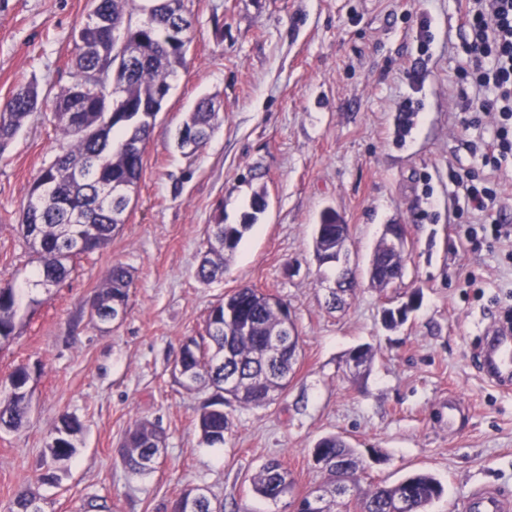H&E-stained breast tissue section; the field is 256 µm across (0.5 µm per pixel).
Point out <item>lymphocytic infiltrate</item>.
I'll return each instance as SVG.
<instances>
[{
    "label": "lymphocytic infiltrate",
    "instance_id": "1",
    "mask_svg": "<svg viewBox=\"0 0 512 512\" xmlns=\"http://www.w3.org/2000/svg\"><path fill=\"white\" fill-rule=\"evenodd\" d=\"M468 38L464 51L470 66L463 73L466 83L484 89L485 97L462 98L461 130L478 124L481 116L494 120V134L482 143L481 153L488 176H461L471 211L486 214L498 202L494 178L503 162L512 159V0H468Z\"/></svg>",
    "mask_w": 512,
    "mask_h": 512
}]
</instances>
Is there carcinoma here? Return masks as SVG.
Here are the masks:
<instances>
[{"mask_svg": "<svg viewBox=\"0 0 512 512\" xmlns=\"http://www.w3.org/2000/svg\"><path fill=\"white\" fill-rule=\"evenodd\" d=\"M96 6L81 24L74 39L75 80L54 99V118L69 146L43 168L33 182L23 207L18 231L32 249L38 284L49 289L65 279L72 263L83 255L107 248L130 203L144 168V149L133 153L128 141L146 144L153 120L167 99L170 80L186 63L192 42V22L177 15L185 10L184 0H95ZM144 16L132 24V12ZM127 27V45L119 53L112 41V29ZM43 99L33 82L17 86L0 102V154L21 129L24 121L40 110ZM218 113L208 98L200 100L183 123V129L197 136L185 138L180 148L196 152L209 142ZM265 196L257 194L252 213L244 224L224 223V213L214 217L212 241L204 252L196 278L208 284L224 273V252L237 247L243 233L265 208ZM338 216L323 215V232L314 236L316 256L325 264H336ZM130 272L120 264L111 270L93 298L96 317L112 316L113 305L128 302ZM257 288H240L213 306L219 318L206 317L203 333L190 336L196 352L184 362L191 381L213 394L198 416L202 442L211 447L224 444L233 421L224 404L261 406L285 389L297 358L288 350L282 334V308ZM18 311L15 284L0 280V340L15 335ZM281 340L280 356L269 360L265 350L272 337ZM27 370L18 367L0 383V429L17 430L27 419L29 398L12 392L20 387ZM239 378L244 390L224 391L225 375ZM83 433L81 422L61 416L51 431L55 444L47 446L52 462L71 459ZM159 430L144 419L135 420L121 443L122 460L132 475L149 473L146 462L161 447ZM314 456L326 463L324 482L317 487L321 500L333 507L354 504L357 512H426L444 493L443 484L430 473H414L392 485L362 488L357 496L336 484V467H357V450L339 435L321 438ZM294 488L288 469L278 459L267 461L253 478V490L260 497L277 502ZM13 512H43L40 498L19 491Z\"/></svg>", "mask_w": 512, "mask_h": 512, "instance_id": "carcinoma-1", "label": "carcinoma"}]
</instances>
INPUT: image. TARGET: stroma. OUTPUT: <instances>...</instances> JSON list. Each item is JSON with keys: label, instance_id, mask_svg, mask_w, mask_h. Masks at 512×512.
Returning <instances> with one entry per match:
<instances>
[{"label": "stroma", "instance_id": "obj_1", "mask_svg": "<svg viewBox=\"0 0 512 512\" xmlns=\"http://www.w3.org/2000/svg\"><path fill=\"white\" fill-rule=\"evenodd\" d=\"M193 40L185 68L158 112L144 170L123 224L103 251L77 262L51 289L32 287L35 268L18 232L27 193L65 141L51 107L33 113L0 155V279L22 292L16 332L0 346V381L28 366L31 412L0 430V512L27 489L43 512H170L201 488L224 512H291L292 498L257 496L252 476L278 459L294 495L321 484L317 441L339 435L365 461L362 482L393 484L425 471L445 487L428 512H469L480 485L512 497V389L475 363L482 332L512 308V243L473 246L464 234L456 177L483 174L473 144L490 121L457 125L458 75L467 0H185ZM90 0H0V101L37 82L54 98L72 81L74 36ZM220 103L207 146L176 145L186 115L204 97ZM268 207L229 256L220 280L195 268L216 206L244 223L256 191ZM333 209L348 226L356 288L341 309L327 305L334 269L319 264L315 224ZM407 232L405 272L394 287L370 285L367 267L385 225ZM133 283L124 319L102 332L90 303L112 265ZM250 286L287 304L300 358L287 389L266 406H227L223 446L195 427L205 392L173 375L186 337L209 309ZM417 298L407 321L387 329L383 308ZM371 345L366 376L349 352ZM469 408L456 426L449 396ZM84 425L73 460L42 482L49 434L62 414ZM161 427L154 471L128 473L120 444L134 419Z\"/></svg>", "mask_w": 512, "mask_h": 512}]
</instances>
